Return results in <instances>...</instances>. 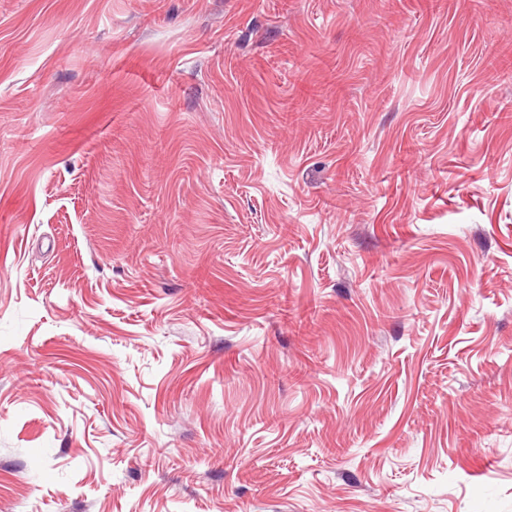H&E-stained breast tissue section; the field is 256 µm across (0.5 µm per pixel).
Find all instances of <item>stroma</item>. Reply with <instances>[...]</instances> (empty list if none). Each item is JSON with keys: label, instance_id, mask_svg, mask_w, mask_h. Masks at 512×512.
<instances>
[{"label": "stroma", "instance_id": "1", "mask_svg": "<svg viewBox=\"0 0 512 512\" xmlns=\"http://www.w3.org/2000/svg\"><path fill=\"white\" fill-rule=\"evenodd\" d=\"M0 512H512V0H0Z\"/></svg>", "mask_w": 512, "mask_h": 512}]
</instances>
